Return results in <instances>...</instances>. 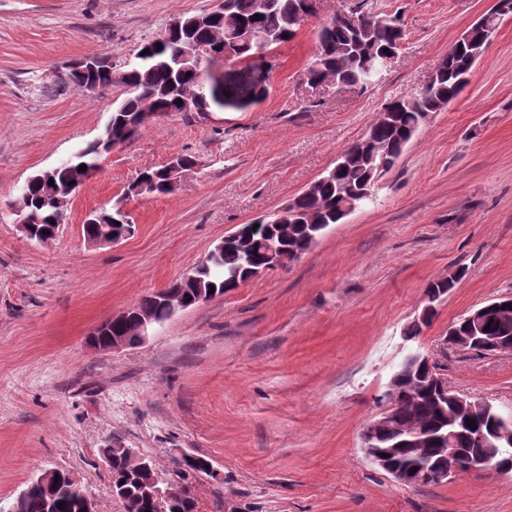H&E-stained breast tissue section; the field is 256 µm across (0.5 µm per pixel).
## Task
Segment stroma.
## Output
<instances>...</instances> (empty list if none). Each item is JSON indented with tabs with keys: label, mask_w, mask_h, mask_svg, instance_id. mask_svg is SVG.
I'll list each match as a JSON object with an SVG mask.
<instances>
[{
	"label": "stroma",
	"mask_w": 512,
	"mask_h": 512,
	"mask_svg": "<svg viewBox=\"0 0 512 512\" xmlns=\"http://www.w3.org/2000/svg\"><path fill=\"white\" fill-rule=\"evenodd\" d=\"M345 0L273 52L266 97L210 118L175 112L107 154L72 195L51 242L24 238L9 207L26 179L97 138L111 87L59 82L67 62L132 60L176 18L216 0H0V507L41 473L69 471L100 512L113 497L103 449L180 454L198 512H512V475L461 474L407 487L361 449L408 350L434 355L450 385L512 413V355L443 350L461 315L512 297V16L469 83L432 113L376 183L372 201L330 225L299 260L177 313L132 348L98 352L102 320L179 279L224 236L284 206L361 139L391 101L421 88L493 0H368L399 15L391 68L365 87L310 85L317 32ZM176 153L196 165L174 193L131 196ZM122 208L135 228L94 247L83 221ZM459 280L414 339L404 332L428 283Z\"/></svg>",
	"instance_id": "obj_1"
}]
</instances>
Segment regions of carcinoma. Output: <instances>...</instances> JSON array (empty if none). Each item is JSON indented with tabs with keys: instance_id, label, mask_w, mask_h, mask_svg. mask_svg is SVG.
Segmentation results:
<instances>
[{
	"instance_id": "1",
	"label": "carcinoma",
	"mask_w": 512,
	"mask_h": 512,
	"mask_svg": "<svg viewBox=\"0 0 512 512\" xmlns=\"http://www.w3.org/2000/svg\"><path fill=\"white\" fill-rule=\"evenodd\" d=\"M269 6L257 8L258 0H226L230 10L224 17H215L204 25H196V16L181 18L179 26L169 24L164 33V40H152L140 47L136 62L127 69L123 97L116 101L112 109V125H117L128 113L137 111L136 96L151 98L152 108L156 112H194L201 114L210 107L199 102L196 105L178 104L183 98L182 88L203 79V74L177 64L176 58L180 48L187 39H192L201 48L208 50L211 63L225 58L238 61H263L262 55L294 37L298 31L297 15L302 8V0H268ZM357 7L362 13L359 24L353 26L342 19L332 18L323 24L318 33V52L308 67L307 78L311 84L333 81L341 86H365L366 72L359 58L352 52L356 32L363 33L364 49L399 50L405 33L397 17L375 12L368 8L367 0L348 3L342 11ZM244 26H254L261 31L276 34L264 51L246 43H231L225 36L226 22ZM149 50L144 55L142 51ZM472 66L464 56L447 59L446 70L442 77L432 84L425 94L419 93L411 100L400 101V106L387 121H375L369 127L367 135L376 143H384L391 149L389 165H394L407 145L406 137L420 128L423 112L435 111L438 102L455 99L468 83ZM345 163L339 168H331L318 178L316 189L312 193L303 192L285 205V214L281 223L288 225V235L279 236L271 229L267 237L259 238L251 251H246L238 244H227L224 253L216 259H208L197 265V279L186 285L183 295L187 304H192L197 292L211 289L218 294L232 289L227 284L229 275H234L243 282L245 270L264 263L265 240L274 242L281 251L289 254H305L314 245L312 237H320L332 224L342 220L343 210L350 199L363 202L370 199L375 187L376 169L366 157L363 140H358L344 150ZM142 176L155 185L153 193L170 194L174 188L166 181L163 168L146 170ZM54 185L46 182H32L26 189L25 201L41 217L42 224L53 222L62 224L66 214L44 205L45 199L57 187H67L72 181L70 168L61 166L56 169ZM135 306L149 311L155 320L162 324L170 319V309L158 301L155 294H149L135 303ZM429 370L411 362L403 361L393 374V378L409 393V397L399 401L397 411L392 419L394 430L384 432L372 441L374 448H395L396 465L405 469H419L424 464V454L409 449L402 443L406 433L419 430L426 436L424 447L441 448L439 437L448 432V425H453L452 447L471 448L481 451L485 448H497L499 444L491 439L496 429L495 416L499 411L490 406L479 412L470 413L455 408L430 388H423L427 383ZM473 420L476 429H471L467 420ZM208 461L195 457L186 462L181 477L191 483L198 472L209 473ZM59 483L54 493L53 507L47 508L43 492L37 488L29 491L24 512H81L83 489L80 484L70 480L69 473L57 471ZM124 497L129 501L134 512H153V506L142 492L137 476L132 474L123 479ZM66 506L60 508L58 504Z\"/></svg>"
}]
</instances>
